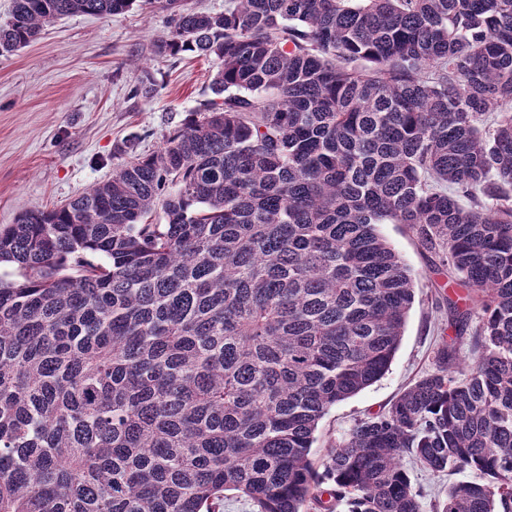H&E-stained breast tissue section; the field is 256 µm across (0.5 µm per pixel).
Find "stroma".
<instances>
[{"instance_id":"obj_1","label":"stroma","mask_w":512,"mask_h":512,"mask_svg":"<svg viewBox=\"0 0 512 512\" xmlns=\"http://www.w3.org/2000/svg\"><path fill=\"white\" fill-rule=\"evenodd\" d=\"M169 32L167 11L136 5L118 16L59 19L28 47L0 56V225L108 180L123 161L118 145L132 139L138 151H155L210 98L214 64L158 53ZM146 78L148 97L137 91ZM380 231L415 276V302L388 372L321 420L311 450L319 466L360 419L433 370L448 321L432 255L402 225Z\"/></svg>"}]
</instances>
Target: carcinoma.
<instances>
[{
	"mask_svg": "<svg viewBox=\"0 0 512 512\" xmlns=\"http://www.w3.org/2000/svg\"><path fill=\"white\" fill-rule=\"evenodd\" d=\"M172 13L215 61L162 147L0 226V512H423L407 456L512 512V0H13L0 55L66 16ZM468 290L433 371L311 457L381 378L415 278Z\"/></svg>",
	"mask_w": 512,
	"mask_h": 512,
	"instance_id": "1",
	"label": "carcinoma"
}]
</instances>
